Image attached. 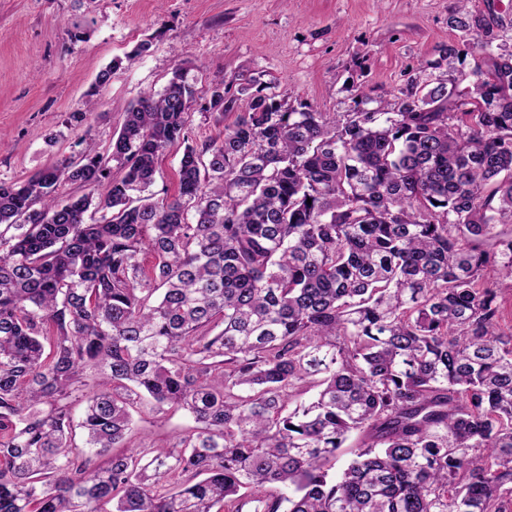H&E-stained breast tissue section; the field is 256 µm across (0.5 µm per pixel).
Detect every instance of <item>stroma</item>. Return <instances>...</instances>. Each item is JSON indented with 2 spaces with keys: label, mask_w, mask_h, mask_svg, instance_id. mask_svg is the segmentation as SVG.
<instances>
[{
  "label": "stroma",
  "mask_w": 512,
  "mask_h": 512,
  "mask_svg": "<svg viewBox=\"0 0 512 512\" xmlns=\"http://www.w3.org/2000/svg\"><path fill=\"white\" fill-rule=\"evenodd\" d=\"M456 0H0V180L27 178L85 149L105 152L141 92L175 69L195 88L190 137H219L208 110L214 80L276 81L291 104L348 112L392 99L426 64L465 79L479 52L451 20ZM512 51V0H469ZM147 52L137 53L140 43ZM110 82L96 86L107 66ZM87 111L82 127L71 115ZM127 441L169 446L194 425L183 409L141 402Z\"/></svg>",
  "instance_id": "obj_1"
}]
</instances>
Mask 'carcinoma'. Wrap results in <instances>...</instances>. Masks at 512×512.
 <instances>
[{"label":"carcinoma","mask_w":512,"mask_h":512,"mask_svg":"<svg viewBox=\"0 0 512 512\" xmlns=\"http://www.w3.org/2000/svg\"><path fill=\"white\" fill-rule=\"evenodd\" d=\"M453 22L482 51L464 89L321 112L222 79L234 120L194 144L179 68L109 153L0 181V512H512V51ZM145 398L196 427L126 452ZM184 145L172 146L160 159L157 165L155 182L150 190L156 197H171L175 194L177 183V170L182 157Z\"/></svg>","instance_id":"1"}]
</instances>
